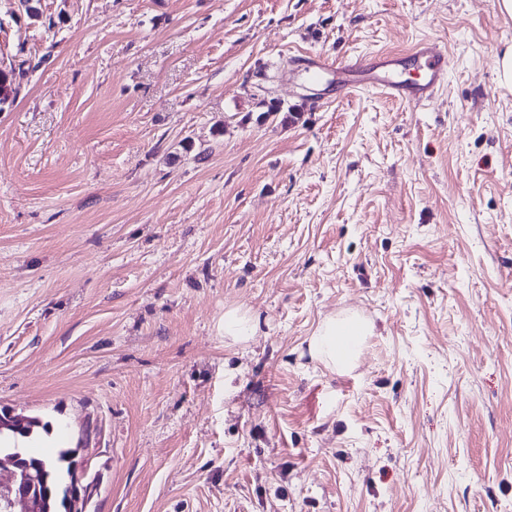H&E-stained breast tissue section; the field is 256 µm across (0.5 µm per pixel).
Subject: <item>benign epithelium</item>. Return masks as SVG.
<instances>
[{"mask_svg":"<svg viewBox=\"0 0 512 512\" xmlns=\"http://www.w3.org/2000/svg\"><path fill=\"white\" fill-rule=\"evenodd\" d=\"M29 418L0 408V435L10 432L19 434L28 426ZM7 470L10 479L0 482V512H44V492L47 488L46 465L34 474L30 462L24 457L23 449L15 448L0 453V470ZM84 470L82 460L71 467L69 482L63 494L65 512H81L83 496L92 493V487L82 484Z\"/></svg>","mask_w":512,"mask_h":512,"instance_id":"benign-epithelium-1","label":"benign epithelium"}]
</instances>
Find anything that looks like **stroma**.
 Returning a JSON list of instances; mask_svg holds the SVG:
<instances>
[{
    "label": "stroma",
    "instance_id": "1",
    "mask_svg": "<svg viewBox=\"0 0 512 512\" xmlns=\"http://www.w3.org/2000/svg\"><path fill=\"white\" fill-rule=\"evenodd\" d=\"M33 4L0 0V407L82 447L91 512H512L496 0ZM422 40L420 105L303 75ZM353 313L358 359L313 358ZM256 325L253 320L235 310H231L224 315V335L234 338H247L254 336Z\"/></svg>",
    "mask_w": 512,
    "mask_h": 512
}]
</instances>
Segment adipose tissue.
I'll return each instance as SVG.
<instances>
[{"label":"adipose tissue","mask_w":512,"mask_h":512,"mask_svg":"<svg viewBox=\"0 0 512 512\" xmlns=\"http://www.w3.org/2000/svg\"><path fill=\"white\" fill-rule=\"evenodd\" d=\"M366 334L365 324L355 318L329 319L309 341L311 355L336 367L346 366L357 353Z\"/></svg>","instance_id":"ef3b65f1"}]
</instances>
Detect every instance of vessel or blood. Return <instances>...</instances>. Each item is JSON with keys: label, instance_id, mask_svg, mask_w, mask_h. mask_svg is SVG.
I'll return each mask as SVG.
<instances>
[{"label": "vessel or blood", "instance_id": "1", "mask_svg": "<svg viewBox=\"0 0 512 512\" xmlns=\"http://www.w3.org/2000/svg\"><path fill=\"white\" fill-rule=\"evenodd\" d=\"M410 54L423 70V77L417 82L403 80L393 62L372 63L363 58L337 61L318 56L305 62L304 71L315 81L331 76L333 84L345 95L358 88L375 87L393 99L417 104L429 100L445 83L448 62L444 53L429 42L416 44Z\"/></svg>", "mask_w": 512, "mask_h": 512}]
</instances>
